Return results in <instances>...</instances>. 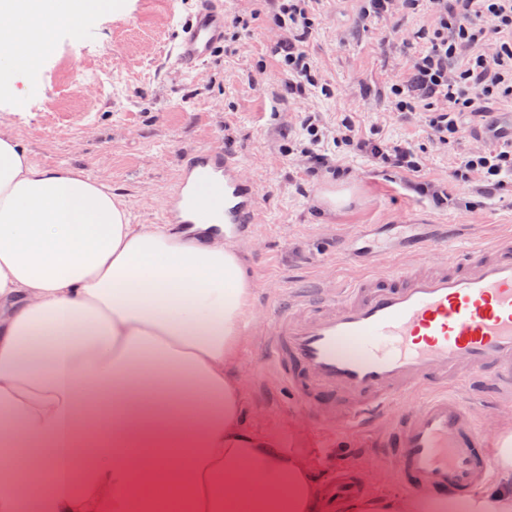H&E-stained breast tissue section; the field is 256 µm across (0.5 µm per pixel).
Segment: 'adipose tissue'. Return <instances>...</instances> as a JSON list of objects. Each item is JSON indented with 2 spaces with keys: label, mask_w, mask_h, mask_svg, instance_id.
<instances>
[{
  "label": "adipose tissue",
  "mask_w": 512,
  "mask_h": 512,
  "mask_svg": "<svg viewBox=\"0 0 512 512\" xmlns=\"http://www.w3.org/2000/svg\"><path fill=\"white\" fill-rule=\"evenodd\" d=\"M119 0H0V89L34 72L55 26ZM206 243L133 223L111 188L46 169L0 137V512H320L311 455L246 421L237 366L253 282L216 233L224 200L191 195ZM498 481L456 504L360 500L348 512H512ZM51 476L49 490L34 479Z\"/></svg>",
  "instance_id": "obj_1"
}]
</instances>
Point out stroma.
Wrapping results in <instances>:
<instances>
[{
	"mask_svg": "<svg viewBox=\"0 0 512 512\" xmlns=\"http://www.w3.org/2000/svg\"><path fill=\"white\" fill-rule=\"evenodd\" d=\"M190 10L187 0H121L119 9L82 19L78 28H56L36 75L18 74L0 92V134L43 167H75L108 184L136 224L161 223L183 150L205 146L237 156L260 194L253 234L236 240L254 288L238 354L249 422L276 433L283 448L316 457L320 481L353 471L368 479L373 496L402 495L395 468L371 461L370 433L313 426L283 378L261 367L266 316L313 277L347 287L361 272L344 258L348 249L411 262L420 257V237L444 224L461 247L489 245L512 231V177L491 199L451 177L467 151L499 142L485 136L484 116L464 115L461 139L446 146L433 136L425 103L405 116L391 111L390 86L408 78L425 47L416 32L436 23L425 8L375 19L364 16L361 0H314L302 48L331 93L300 102L289 98L288 75L270 52L281 34L271 0H224L223 47L187 73L171 51ZM308 114L331 132L342 116H353L359 136L411 148L423 167L412 173L377 164L328 138L320 148L333 168L309 171L300 153L288 151ZM332 187L350 195L333 211L319 202ZM437 191L442 201L434 200Z\"/></svg>",
	"mask_w": 512,
	"mask_h": 512,
	"instance_id": "stroma-1",
	"label": "stroma"
}]
</instances>
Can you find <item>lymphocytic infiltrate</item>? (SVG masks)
<instances>
[{"label":"lymphocytic infiltrate","mask_w":512,"mask_h":512,"mask_svg":"<svg viewBox=\"0 0 512 512\" xmlns=\"http://www.w3.org/2000/svg\"><path fill=\"white\" fill-rule=\"evenodd\" d=\"M437 23L424 32L425 49L415 58L410 78L390 87L394 112L411 111L416 99L433 100L429 126L441 143L459 139V116L477 100L512 98V0H425ZM276 20L286 32L274 52L288 72V92L301 99L320 81L301 49L313 22L310 0H275ZM337 141L392 167L420 172L417 154L399 146L385 147L356 136L351 118H343ZM512 175V148L498 152L476 149L459 158L452 176L472 183L490 197L504 175Z\"/></svg>","instance_id":"lymphocytic-infiltrate-1"}]
</instances>
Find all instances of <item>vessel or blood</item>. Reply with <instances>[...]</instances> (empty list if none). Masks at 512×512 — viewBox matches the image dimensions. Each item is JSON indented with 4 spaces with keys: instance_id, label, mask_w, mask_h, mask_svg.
I'll return each mask as SVG.
<instances>
[{
    "instance_id": "b4317fda",
    "label": "vessel or blood",
    "mask_w": 512,
    "mask_h": 512,
    "mask_svg": "<svg viewBox=\"0 0 512 512\" xmlns=\"http://www.w3.org/2000/svg\"><path fill=\"white\" fill-rule=\"evenodd\" d=\"M223 0H193L173 48L193 69L224 44ZM232 154L199 147L181 156L164 221L186 223L185 195L200 179L224 188V221L246 232L259 206ZM261 363L286 379L317 421L356 431L385 423L374 456L393 464L403 489L459 499L494 479L477 405L512 395V232L465 248L448 263L368 270L330 292L314 285L278 303ZM417 405L406 403L409 394ZM338 502L365 496L351 474L337 477Z\"/></svg>"
}]
</instances>
